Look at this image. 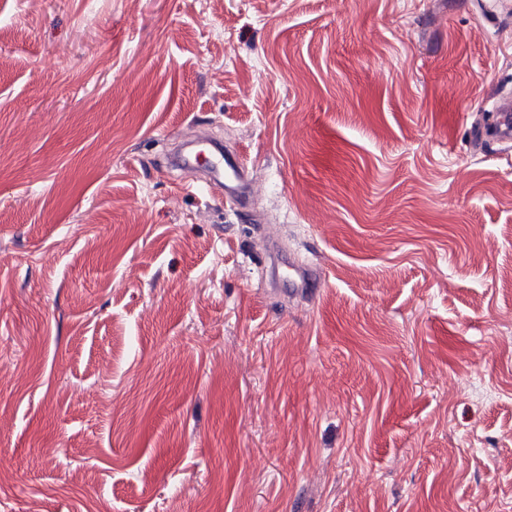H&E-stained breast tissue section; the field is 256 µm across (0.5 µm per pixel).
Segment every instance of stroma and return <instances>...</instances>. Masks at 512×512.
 <instances>
[{
	"label": "stroma",
	"instance_id": "1",
	"mask_svg": "<svg viewBox=\"0 0 512 512\" xmlns=\"http://www.w3.org/2000/svg\"><path fill=\"white\" fill-rule=\"evenodd\" d=\"M504 95L512 0H0V512H512ZM207 143H200L199 148L189 154H180L177 157L176 164L183 166H197L198 156L204 151L209 158V166L203 180L195 184V188L202 189L207 192L214 187L223 188L226 198L236 203L243 202L250 196V184L247 181L242 168L232 159L231 155L220 149L211 151L206 146ZM289 268L293 272V279L289 282L295 293L300 296L311 295V288H316L323 277L321 271L314 267L297 266L293 269L289 266Z\"/></svg>",
	"mask_w": 512,
	"mask_h": 512
}]
</instances>
